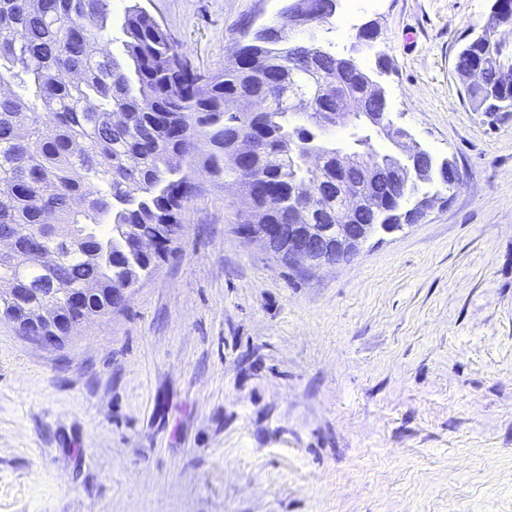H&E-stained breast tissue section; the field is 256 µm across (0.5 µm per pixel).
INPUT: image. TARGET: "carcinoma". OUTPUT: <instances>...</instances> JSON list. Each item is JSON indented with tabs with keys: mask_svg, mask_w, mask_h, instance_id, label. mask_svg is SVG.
<instances>
[{
	"mask_svg": "<svg viewBox=\"0 0 512 512\" xmlns=\"http://www.w3.org/2000/svg\"><path fill=\"white\" fill-rule=\"evenodd\" d=\"M336 0H301L311 30L336 15ZM112 0H0V229L17 236L13 261L0 263V282L28 288L24 304L0 295V316L15 321L41 303L69 320L113 305L115 294L152 275L134 245L167 226L176 233L184 203L194 195L186 167L209 147L204 165L232 178L241 191L239 224H286L302 184L334 181L336 146L300 112H345L347 100L369 91L362 66L336 73V53L277 33L278 25L253 30L216 72L184 64L168 32L143 7H126L121 26L122 63L114 41ZM456 61L472 111L512 112V48L489 50L470 37ZM351 147L372 146L380 131L349 126ZM256 143L245 166L235 139ZM316 146L323 163L309 168L305 148ZM280 193L281 211L263 205L257 186ZM307 220L325 223L343 211L330 191ZM354 224H380L368 208L347 216ZM57 248L65 265L50 268L33 253ZM68 288L77 304L41 294Z\"/></svg>",
	"mask_w": 512,
	"mask_h": 512,
	"instance_id": "carcinoma-1",
	"label": "carcinoma"
}]
</instances>
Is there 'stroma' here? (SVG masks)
<instances>
[{
	"label": "stroma",
	"mask_w": 512,
	"mask_h": 512,
	"mask_svg": "<svg viewBox=\"0 0 512 512\" xmlns=\"http://www.w3.org/2000/svg\"><path fill=\"white\" fill-rule=\"evenodd\" d=\"M197 69L286 0H142ZM491 0H379L314 38L460 181L318 268L237 231L201 163L178 252L44 349L0 320V512H512V112L455 71ZM373 22L364 47L357 32Z\"/></svg>",
	"instance_id": "stroma-1"
}]
</instances>
